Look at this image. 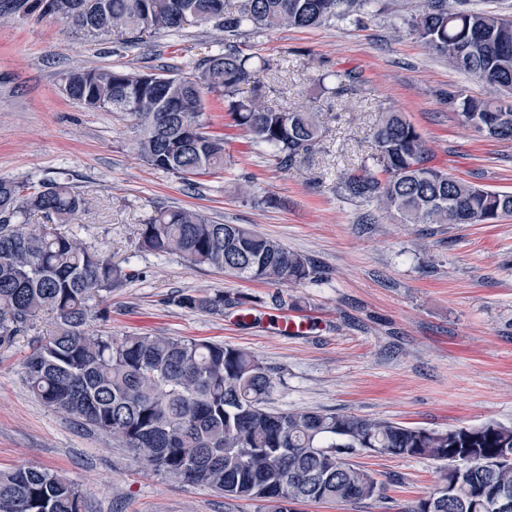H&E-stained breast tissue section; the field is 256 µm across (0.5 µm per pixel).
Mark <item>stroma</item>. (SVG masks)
I'll return each instance as SVG.
<instances>
[{
	"mask_svg": "<svg viewBox=\"0 0 512 512\" xmlns=\"http://www.w3.org/2000/svg\"><path fill=\"white\" fill-rule=\"evenodd\" d=\"M419 0H373L369 12L317 28H281L239 38L276 67L265 74L269 106L314 104L326 115L319 150L290 168L269 148L226 124L222 104L203 114L224 136L223 173L193 183L151 169L137 156L127 121L88 112L62 92L76 66L123 64L191 71L224 46V35L191 24L176 34L86 38L71 25L18 15L0 23V177L37 181L66 174L92 200L73 216L82 242L137 270L108 297L105 330L182 336L251 352L274 384L269 405L310 408L446 430L488 421L512 424V217L494 224H403L374 205L341 197L340 171L371 154L369 134L383 112H403L427 140L434 165L484 188L512 192V142H492L458 125L448 94L482 97L484 84L449 68L403 31ZM356 70L360 92L320 95L316 79ZM275 197L267 205L263 196ZM204 212L245 224L310 258L314 279L279 287L245 282L176 255L143 250L138 233L157 207ZM223 291L255 308L304 316L308 331L279 336L174 305L183 293ZM31 337L0 346V469L35 465L65 472L86 493L87 512H257L205 485L142 468L127 449L43 405L22 364ZM383 485L359 503H306L298 512H400L430 491L437 462L379 453L354 455Z\"/></svg>",
	"mask_w": 512,
	"mask_h": 512,
	"instance_id": "stroma-1",
	"label": "stroma"
}]
</instances>
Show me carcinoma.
Wrapping results in <instances>:
<instances>
[{
	"instance_id": "obj_1",
	"label": "carcinoma",
	"mask_w": 512,
	"mask_h": 512,
	"mask_svg": "<svg viewBox=\"0 0 512 512\" xmlns=\"http://www.w3.org/2000/svg\"><path fill=\"white\" fill-rule=\"evenodd\" d=\"M89 0H7L4 10L61 20L91 37L114 29L132 46L144 31L178 32L184 15L224 32V48L189 73L155 74L124 65L74 67L63 92L90 112L121 114L134 130L133 147L148 166L189 183L224 170V136L202 120L206 97L224 105L232 125L266 145L291 167L322 141L324 121L314 109H280L266 102L258 70L272 64L245 53L243 32L314 28L370 0H106L107 16L85 14ZM459 0H425L407 29L448 66L496 91L491 98L448 94L459 124L494 142H512V19L461 9ZM321 93L345 98L360 90L354 69L328 72ZM249 94L240 95L241 87ZM375 166L337 176L341 196L375 204L403 224H492L512 215V193L463 182L430 165L431 150L418 129L395 109L371 132ZM89 199L67 180L37 183L0 177V345L35 331L48 313L55 330L33 344L23 361L29 392L43 404L79 419L119 442L143 468L184 483L210 486L227 499L259 502L267 512L292 505L354 503L378 497L382 486L350 457L364 451L426 457L444 463L435 486L401 512H473L489 493L512 497V425L490 421L429 430L388 420L318 409L275 410L267 397L273 379L251 353L195 338L132 334L119 338L91 328L105 319L100 301L136 277L112 257L60 227L88 208ZM39 213L44 224H29ZM140 247L175 254L246 281L299 285L314 278L312 261L274 238L241 224H224L200 211L156 208L139 229ZM181 308L221 315L247 297L183 293ZM466 462L454 482V466ZM0 512H85L84 492L65 474L36 466L0 470Z\"/></svg>"
}]
</instances>
